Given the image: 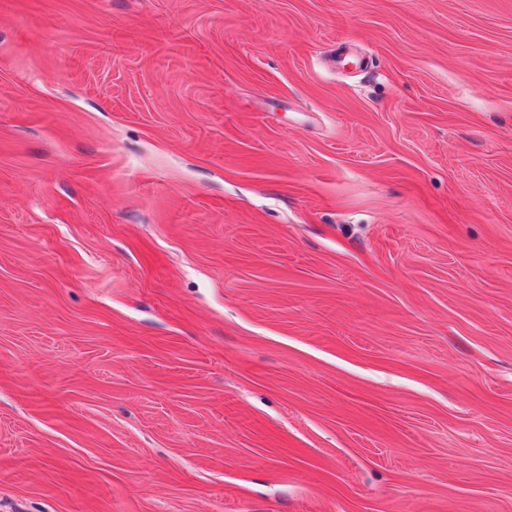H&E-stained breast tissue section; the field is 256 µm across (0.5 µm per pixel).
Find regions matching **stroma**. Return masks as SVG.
<instances>
[{"label":"stroma","instance_id":"35a3bbf8","mask_svg":"<svg viewBox=\"0 0 512 512\" xmlns=\"http://www.w3.org/2000/svg\"><path fill=\"white\" fill-rule=\"evenodd\" d=\"M0 512H512V0H0Z\"/></svg>","mask_w":512,"mask_h":512}]
</instances>
